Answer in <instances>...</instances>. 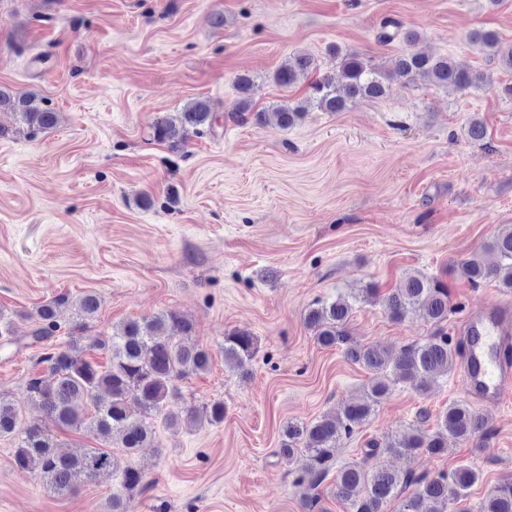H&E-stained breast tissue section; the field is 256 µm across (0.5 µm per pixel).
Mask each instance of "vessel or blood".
Returning a JSON list of instances; mask_svg holds the SVG:
<instances>
[{"instance_id": "obj_1", "label": "vessel or blood", "mask_w": 512, "mask_h": 512, "mask_svg": "<svg viewBox=\"0 0 512 512\" xmlns=\"http://www.w3.org/2000/svg\"><path fill=\"white\" fill-rule=\"evenodd\" d=\"M466 390L480 403L501 406L512 394V310L487 304L464 317Z\"/></svg>"}]
</instances>
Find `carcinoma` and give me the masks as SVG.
<instances>
[{"mask_svg":"<svg viewBox=\"0 0 512 512\" xmlns=\"http://www.w3.org/2000/svg\"><path fill=\"white\" fill-rule=\"evenodd\" d=\"M381 35L386 41L403 39L407 49L394 66L385 69L371 65L355 55L336 52L340 60L341 85L324 76L312 86V104L323 112H341L358 99L379 100L386 95L388 84L400 79L406 84L427 81L453 92L478 89L485 83L480 72L461 67L450 57L428 54L418 47L420 36L414 30ZM471 41L492 59L512 69V49H500L497 34L475 31ZM312 65L307 54L288 57V63L273 75V80L288 87L306 75ZM308 110L305 105L276 107L272 113L276 124L286 129ZM0 112H8L26 125L38 130L54 128L58 113L36 103L29 94L13 95L0 89ZM218 116L209 101L197 100L175 117L158 118L153 123V137L173 148L184 144L188 129L213 128ZM461 274L473 285L485 280L512 291V231L502 232L461 266ZM65 299L58 298L36 311L39 325L28 336L29 342L40 343L51 338L57 328L56 307ZM385 308L393 320L415 314L427 322L440 325L448 321V286L437 278L409 275L385 298ZM99 299L93 293L79 299L78 316L86 321L95 316ZM354 304L339 294L309 309L305 320L315 331L317 342L331 347L345 341ZM193 329L191 321L176 312L161 313L132 320L105 338H95L84 347L81 337H71L68 345L44 357L48 375L28 380L27 391L44 413L41 420H28L21 409L0 396V436L14 437V461L22 469L43 475L47 488L57 493H70L82 482L110 473L120 492L112 494V512H132L134 497L153 486L154 480L145 466L132 460L137 448L150 445L151 423L161 420L175 430L181 415L174 407L178 400L177 382L208 371L211 355L204 349L185 344ZM102 350L108 355L107 365L89 361L84 353ZM257 350L255 337L246 332H230L224 336L221 353L224 364L239 372L247 366ZM460 345H451L448 336L436 334L389 350L377 345L349 346L345 358L371 374V380L357 400L332 417L316 422H290L279 453L292 458L300 453L306 458L310 486L324 477L336 464V450L344 437L364 424L391 393L394 386L408 383L424 393L454 369ZM186 412L210 424L224 421V403L217 401L201 409L192 406ZM59 428H86L105 442L124 449L121 458L101 448H85L77 454L56 450L47 423ZM485 422L470 405L453 402L437 418L435 431L422 428L410 431L387 443L386 451L398 455L440 456L448 452V440H469L483 433ZM479 478L472 468L461 465L435 477L410 473L400 474L381 469L370 471L358 464L341 466L336 473L333 493L348 501L355 512H384V506L401 500L399 512H448V503L464 496ZM413 492H408V489ZM477 512H512V483L499 486Z\"/></svg>","mask_w":512,"mask_h":512,"instance_id":"1","label":"carcinoma"}]
</instances>
